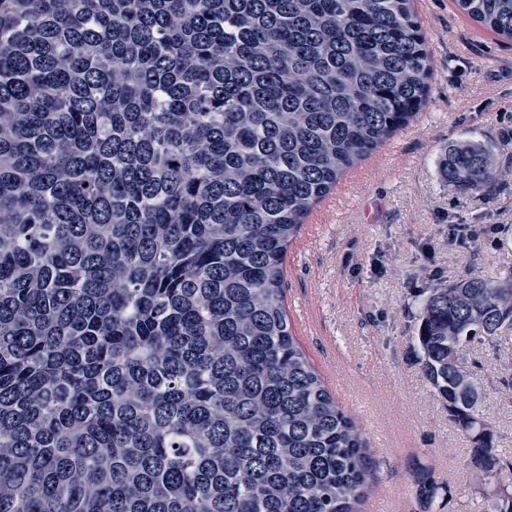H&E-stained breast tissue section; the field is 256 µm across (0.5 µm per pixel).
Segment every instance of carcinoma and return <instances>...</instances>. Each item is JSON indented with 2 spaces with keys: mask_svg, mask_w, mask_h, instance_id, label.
I'll return each instance as SVG.
<instances>
[{
  "mask_svg": "<svg viewBox=\"0 0 512 512\" xmlns=\"http://www.w3.org/2000/svg\"><path fill=\"white\" fill-rule=\"evenodd\" d=\"M512 41V0H455ZM432 76L413 0H0V512H360L367 443L298 345L283 263ZM491 194L499 150L450 146ZM512 275L423 293L424 374L494 512L459 351Z\"/></svg>",
  "mask_w": 512,
  "mask_h": 512,
  "instance_id": "cac0c4a2",
  "label": "carcinoma"
}]
</instances>
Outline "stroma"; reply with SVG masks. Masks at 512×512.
Returning a JSON list of instances; mask_svg holds the SVG:
<instances>
[{"label": "stroma", "mask_w": 512, "mask_h": 512, "mask_svg": "<svg viewBox=\"0 0 512 512\" xmlns=\"http://www.w3.org/2000/svg\"><path fill=\"white\" fill-rule=\"evenodd\" d=\"M431 56L430 94L407 127L337 184L288 249L295 336L358 422L372 462L367 503L384 512H491L470 444L420 369V289L468 270L512 273V171L494 196L459 190L439 165L449 146L512 139V41L453 0H415ZM460 356L480 411L512 460V326Z\"/></svg>", "instance_id": "stroma-1"}]
</instances>
